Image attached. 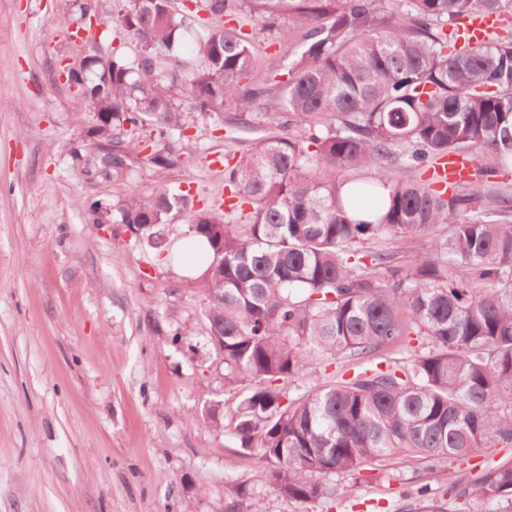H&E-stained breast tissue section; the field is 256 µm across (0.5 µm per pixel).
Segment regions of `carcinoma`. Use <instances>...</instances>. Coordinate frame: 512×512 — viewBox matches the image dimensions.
<instances>
[{
	"label": "carcinoma",
	"instance_id": "1",
	"mask_svg": "<svg viewBox=\"0 0 512 512\" xmlns=\"http://www.w3.org/2000/svg\"><path fill=\"white\" fill-rule=\"evenodd\" d=\"M193 2L122 0L129 52L89 38L64 67L95 114L71 158L114 183L153 170L150 191L85 204L93 223L124 225L149 263L179 266L177 240L207 247V268L182 279L207 300L224 387L241 390L229 434L269 464L267 489L333 500L343 477L511 445L512 185L491 177L512 170V34L458 37L474 17L511 14L512 0ZM184 12L193 58L176 53ZM244 16L288 43L281 79H255ZM285 16L300 34L278 25ZM187 111L260 132L224 156L222 215L167 186L181 153L155 137L183 141ZM450 156L473 161L469 182L433 172ZM383 238L430 257L404 273L399 252L375 246ZM414 336L426 348L411 349ZM338 357L352 376L294 385ZM252 495L227 488L225 512ZM417 495L423 512H447L439 489ZM461 495L512 512V463Z\"/></svg>",
	"mask_w": 512,
	"mask_h": 512
}]
</instances>
